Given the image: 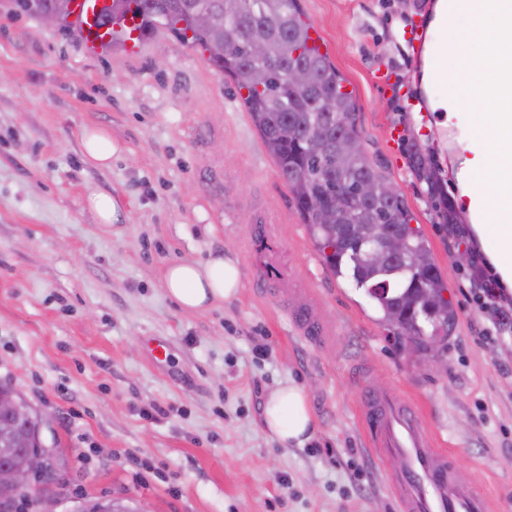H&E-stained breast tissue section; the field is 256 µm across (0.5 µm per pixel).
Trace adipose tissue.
<instances>
[{
  "label": "adipose tissue",
  "instance_id": "adipose-tissue-1",
  "mask_svg": "<svg viewBox=\"0 0 512 512\" xmlns=\"http://www.w3.org/2000/svg\"><path fill=\"white\" fill-rule=\"evenodd\" d=\"M168 294L185 310L195 311L236 295L240 272L227 256L203 263L172 264L165 274ZM265 424L285 443H302L313 430V415L304 389L287 384L273 392L266 404Z\"/></svg>",
  "mask_w": 512,
  "mask_h": 512
}]
</instances>
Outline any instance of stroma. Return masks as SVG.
I'll return each mask as SVG.
<instances>
[{
    "label": "stroma",
    "mask_w": 512,
    "mask_h": 512,
    "mask_svg": "<svg viewBox=\"0 0 512 512\" xmlns=\"http://www.w3.org/2000/svg\"><path fill=\"white\" fill-rule=\"evenodd\" d=\"M435 0H298L355 102L354 127L394 184L448 285L456 326L438 361L419 360L369 301L336 278L235 82L158 27L140 54L85 50L71 29L8 15L0 0V383L41 414L64 464L52 489L146 512H397L364 441V385L412 404L499 512H512V312L477 311L469 268L475 219L454 161L482 130L477 106L420 125L422 91L403 27ZM104 129L100 168L80 134ZM467 233L448 248L443 201ZM112 195L123 218L102 231L87 204ZM224 254L241 288L184 311L167 267ZM313 305L307 341L292 311ZM497 336L489 348L481 333ZM167 340L166 361L146 342ZM294 383L314 431L284 444L266 402Z\"/></svg>",
    "instance_id": "stroma-1"
}]
</instances>
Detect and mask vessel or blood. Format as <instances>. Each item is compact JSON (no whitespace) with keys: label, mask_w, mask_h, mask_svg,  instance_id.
<instances>
[{"label":"vessel or blood","mask_w":512,"mask_h":512,"mask_svg":"<svg viewBox=\"0 0 512 512\" xmlns=\"http://www.w3.org/2000/svg\"><path fill=\"white\" fill-rule=\"evenodd\" d=\"M112 0H71L69 22L88 53H96L112 39ZM139 17L126 14L122 24L125 47H143ZM299 335L319 339L310 308L292 312ZM361 416L369 448L379 460H393L396 469L386 478L399 512H492L489 497L478 492L459 469L454 456L436 445L422 417L410 406L384 392L363 391Z\"/></svg>","instance_id":"vessel-or-blood-1"}]
</instances>
